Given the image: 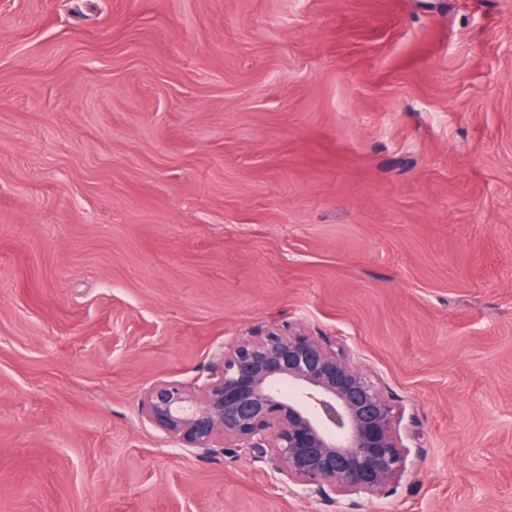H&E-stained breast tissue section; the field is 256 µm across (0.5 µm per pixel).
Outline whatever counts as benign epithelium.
<instances>
[{
  "label": "benign epithelium",
  "instance_id": "7a95c632",
  "mask_svg": "<svg viewBox=\"0 0 512 512\" xmlns=\"http://www.w3.org/2000/svg\"><path fill=\"white\" fill-rule=\"evenodd\" d=\"M216 356L203 386L159 381L141 397L177 444L247 448L283 483L326 498L380 495L403 475L395 407L329 341L270 328Z\"/></svg>",
  "mask_w": 512,
  "mask_h": 512
}]
</instances>
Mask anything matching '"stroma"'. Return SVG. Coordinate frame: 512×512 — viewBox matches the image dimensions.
Here are the masks:
<instances>
[{
	"label": "stroma",
	"instance_id": "35a3bbf8",
	"mask_svg": "<svg viewBox=\"0 0 512 512\" xmlns=\"http://www.w3.org/2000/svg\"><path fill=\"white\" fill-rule=\"evenodd\" d=\"M286 326L394 405L387 492L142 416ZM0 512H512V0H0Z\"/></svg>",
	"mask_w": 512,
	"mask_h": 512
}]
</instances>
